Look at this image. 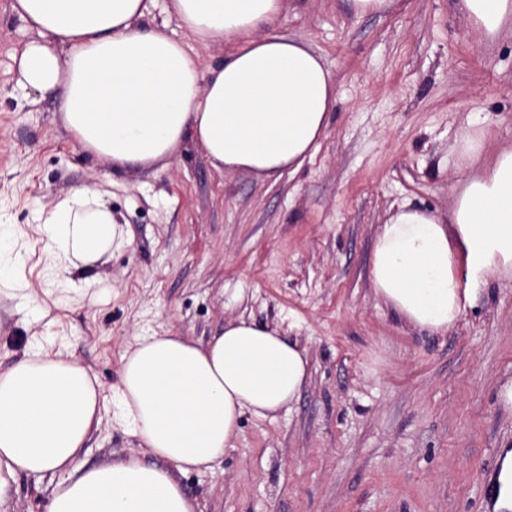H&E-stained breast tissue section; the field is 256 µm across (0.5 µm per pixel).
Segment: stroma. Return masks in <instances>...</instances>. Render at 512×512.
Wrapping results in <instances>:
<instances>
[{"label": "stroma", "mask_w": 512, "mask_h": 512, "mask_svg": "<svg viewBox=\"0 0 512 512\" xmlns=\"http://www.w3.org/2000/svg\"><path fill=\"white\" fill-rule=\"evenodd\" d=\"M0 0V222L28 233L0 296V368L25 359L32 333L70 345L104 395L138 336L208 342L241 317L279 326L305 349L309 378L272 420L244 414L221 461L178 474L200 512H486L482 496L512 411V277L473 289L447 333L402 325L373 293L375 234L401 205L447 214L478 165L457 151L468 125L512 148V35L482 41L457 0H395L358 16L348 0H288L271 31L305 42L336 77L331 124L278 180L219 172L196 143L126 173L83 152L57 97L16 92L30 34ZM86 185L130 245L100 285L65 304L47 280L38 205ZM155 459L103 419L78 457L103 466ZM47 482L19 475L0 512H45Z\"/></svg>", "instance_id": "35a3bbf8"}]
</instances>
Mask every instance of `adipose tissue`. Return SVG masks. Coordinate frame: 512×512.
Instances as JSON below:
<instances>
[{"label":"adipose tissue","mask_w":512,"mask_h":512,"mask_svg":"<svg viewBox=\"0 0 512 512\" xmlns=\"http://www.w3.org/2000/svg\"><path fill=\"white\" fill-rule=\"evenodd\" d=\"M156 0H12L32 33L18 86L61 99V119L86 152L115 171L172 158L186 140L215 170L280 178L299 168L327 130L336 79L322 56L270 33L286 0H163L188 33L150 23ZM492 41L512 33V0H459ZM226 45L204 67L194 44ZM485 131H463L459 152L482 162L448 216L400 206L373 243L374 294L406 326L447 332L465 311L468 287L512 276V148L486 155ZM48 269L69 298L86 297L94 270L127 242L111 210L78 189L41 211ZM21 238L0 225V292L17 289ZM304 349L278 328L242 318L207 344L172 334L142 336L122 356L104 396L69 349H34L0 369V504L18 475L63 474L46 512H196L175 472L206 470L231 447L249 413L275 418L308 377ZM155 457L82 468L77 459L104 407Z\"/></svg>","instance_id":"obj_1"}]
</instances>
